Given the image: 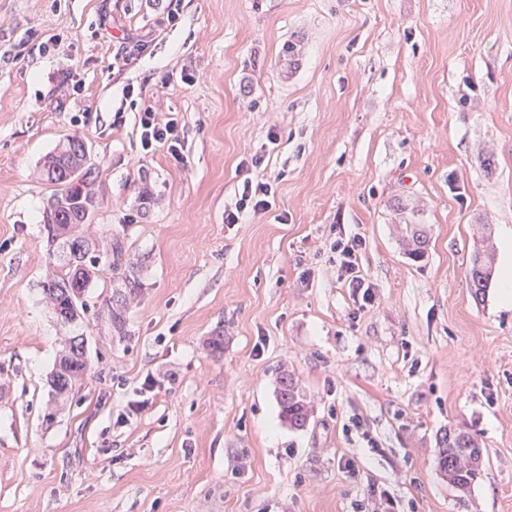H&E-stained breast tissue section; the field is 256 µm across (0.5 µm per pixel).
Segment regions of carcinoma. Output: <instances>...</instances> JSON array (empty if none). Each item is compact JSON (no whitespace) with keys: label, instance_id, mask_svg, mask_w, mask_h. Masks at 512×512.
Segmentation results:
<instances>
[{"label":"carcinoma","instance_id":"cac0c4a2","mask_svg":"<svg viewBox=\"0 0 512 512\" xmlns=\"http://www.w3.org/2000/svg\"><path fill=\"white\" fill-rule=\"evenodd\" d=\"M78 143V139L69 140L65 148L51 156L47 162V179L59 190L54 195L50 209L46 211L44 223L51 240H57L62 229L66 237L63 248L50 254V260L60 269V274L50 277L46 287L57 289L55 304L52 306L56 317L72 324L80 315L74 314L71 309V289L86 293L99 263L107 264L112 270V276L118 281L113 292L123 294L124 300L121 303L108 301L106 306L112 317L113 331L124 339L127 336L126 313L130 301L137 297L140 290L138 262L131 257L129 246L120 234L111 235L109 247L101 250L89 248L85 235L79 232L80 226L91 223V193L85 189V180L78 177V173L89 163L90 155ZM491 263L492 252L489 250L474 255L472 259L468 276L470 288L477 300L483 297L489 284ZM59 361L63 373L52 372V384L65 374L73 386L84 379L90 369L84 357L66 361L61 355ZM277 399L282 417L290 427L300 429L306 426L312 414V406L297 380L286 371L278 380ZM461 439L468 440L478 463L458 464L456 448ZM437 445L438 462L452 468V478L448 479V483L459 490L470 489L480 478L483 465V451L478 440L467 432L450 430L438 439Z\"/></svg>","mask_w":512,"mask_h":512}]
</instances>
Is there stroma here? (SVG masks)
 Instances as JSON below:
<instances>
[{
	"label": "stroma",
	"mask_w": 512,
	"mask_h": 512,
	"mask_svg": "<svg viewBox=\"0 0 512 512\" xmlns=\"http://www.w3.org/2000/svg\"><path fill=\"white\" fill-rule=\"evenodd\" d=\"M161 4L0 0V512H512V303L500 270L479 301L467 275L483 234L512 236V0ZM147 108L178 153L143 149ZM74 136L94 230L140 262L124 340L111 271L70 325L43 293L44 163ZM256 178L268 211L225 223ZM68 336L91 372L58 402ZM451 429L484 449L465 494L437 463ZM361 244L360 240H353L343 246L338 243L336 248L340 250L343 256L341 268L345 272L346 280H349V287L353 288V292L358 299L359 296H361L364 306L365 304L371 303L374 296L371 289L372 287L365 282V279L359 275V271H357L356 252ZM277 399L282 417L295 429L304 428L312 414V406L297 380L284 371L278 380Z\"/></svg>",
	"instance_id": "35a3bbf8"
}]
</instances>
